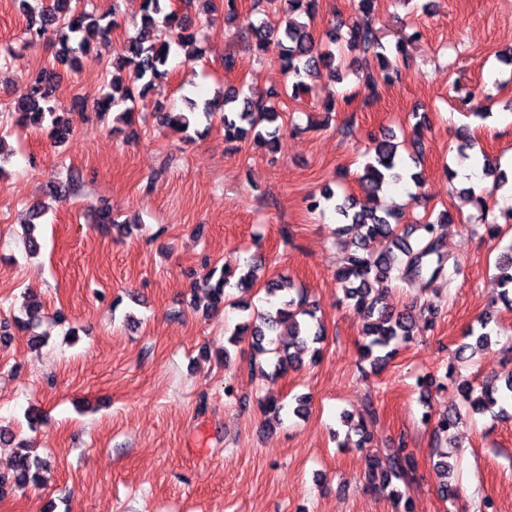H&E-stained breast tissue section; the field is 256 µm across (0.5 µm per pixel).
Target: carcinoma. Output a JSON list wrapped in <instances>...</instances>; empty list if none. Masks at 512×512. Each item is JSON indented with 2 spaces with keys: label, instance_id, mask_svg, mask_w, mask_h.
I'll list each match as a JSON object with an SVG mask.
<instances>
[{
  "label": "carcinoma",
  "instance_id": "carcinoma-1",
  "mask_svg": "<svg viewBox=\"0 0 512 512\" xmlns=\"http://www.w3.org/2000/svg\"><path fill=\"white\" fill-rule=\"evenodd\" d=\"M274 10L287 16L285 25L274 26L263 20L258 24H248L255 37L258 49L272 54L278 61L283 74L288 78L291 97L298 98L310 90L306 79L319 67H335L336 54L332 46L343 42L350 50H359L364 54L360 69L367 85L374 87L379 81L393 79L391 49L378 35V31L369 22L339 21L329 33L328 44L315 43L308 24L296 20L305 15L313 18L317 9V0H269ZM166 0H141L140 27L137 36L128 41L122 53L112 60V68L126 73L128 82L112 77L110 92L99 103L101 115L112 109L121 110L120 118L133 119L137 98H145L155 90L158 83L168 74L171 47L176 45L192 60L202 54L195 45L193 34L189 33L191 22L188 17L176 11H166ZM118 26L117 14L112 19L107 15H96L84 8L72 4V0H53L50 8L30 19L25 29V39L37 42L50 34L57 36L58 48L55 57L58 63L70 68L80 63L91 52L87 30L97 28L101 33ZM279 94L270 91L262 95L240 96L238 93L224 94L222 112L208 103L199 112L187 116L182 112L156 113L160 122L166 123L178 132H186L191 120L211 121L220 116L224 126V139L228 143L242 142L249 138L254 143L272 149L283 129L279 123L280 112L277 108ZM15 114V123L20 126H38L48 131L57 144H63L70 137V128L61 107L52 102L49 82L41 74L26 78L25 91L11 106ZM398 145L388 135L373 140L367 152L361 183L368 196L369 203H361L351 196L342 198L326 187L320 196L310 197L309 208L320 207L321 201L333 202L338 225L336 232L348 228L359 230L357 249L349 253L336 271V280L344 291L349 306L362 318V342L359 345L361 360L370 361L375 372L382 370L396 353L400 343L408 344L414 337L432 327L433 321L425 311L416 312L406 309L396 312L383 302L376 285L391 279L398 280L413 291L425 292L439 279L449 278L458 264L448 265V257L442 250V242L437 235V225L452 222L449 212L438 215L437 219L428 218L407 228L402 227V215L380 204V193L391 183L402 178L401 170L406 166L398 157ZM485 175L493 178L490 188H464L462 193L481 211L490 209L489 201L506 182V176L496 166L484 162ZM262 262L248 264V269L226 262L221 267H212L203 275V283L197 288L204 291L206 303L203 314L208 315L224 304L240 308L247 317L236 324L226 343L236 346L248 342L254 359L250 369L263 375H279L290 369H298L303 363V355L312 351L317 355L315 345L324 341L320 327L314 324L317 305L309 300L304 289L293 283L270 280L264 285L266 295L275 298L266 309L249 311V306L234 301L232 288H250L256 282V270ZM499 277L502 291L500 297L504 305L512 308V253H505L498 259ZM491 318L480 320L481 332L468 336L475 337L472 343H463L456 355L461 357L465 351L476 352L491 340L487 331ZM271 371H266V367ZM461 395L474 413L492 410L498 403L494 397V388L488 386L475 394L474 386L468 381L459 384ZM462 415L458 410H450L438 415L433 431L435 435H448L461 423ZM377 422V414L368 408L366 414L359 417L354 425L358 436L355 446L364 448L374 440L372 426ZM46 461L35 454L30 445H20L14 452L11 471L0 472V491L8 489L23 490L41 483V471ZM415 467V460L406 443L390 448L384 455H374L370 460L368 477L372 483L388 493V496L401 506V512H412L411 499L401 489L399 483ZM434 468L441 479L440 492L448 495V475L452 466L448 463V452L437 455Z\"/></svg>",
  "mask_w": 512,
  "mask_h": 512
}]
</instances>
